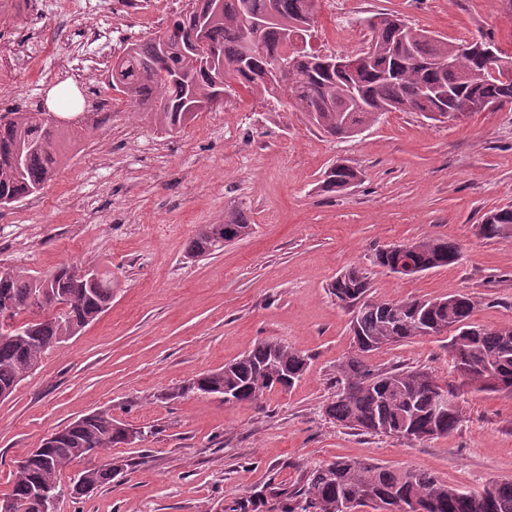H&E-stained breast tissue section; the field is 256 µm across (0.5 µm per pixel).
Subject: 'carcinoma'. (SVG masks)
<instances>
[{"instance_id":"1","label":"carcinoma","mask_w":512,"mask_h":512,"mask_svg":"<svg viewBox=\"0 0 512 512\" xmlns=\"http://www.w3.org/2000/svg\"><path fill=\"white\" fill-rule=\"evenodd\" d=\"M192 0L191 10L176 16L161 34L129 43L112 63V88L144 110L161 131L177 130L239 86L262 101L286 96L310 122L335 138H351L379 122L389 112L438 113L453 117L466 101L480 98L485 107L512 104V54L499 53L494 64L478 52L456 54L457 44L409 29L389 13L366 18L371 32L368 58L352 73L329 71L322 54L311 49L289 52L291 34L307 35L314 24L318 0ZM258 24L257 42L247 47L244 21ZM214 51L204 61L194 51L197 32ZM290 64L288 77L270 78L278 62ZM77 134L45 121L41 112H15L0 118V200L17 202L39 191L65 158L66 145ZM362 173L336 164L324 173L322 188L340 192L361 179ZM252 232L246 210L229 207L224 223L202 224L189 241L186 258L216 254L212 240L244 239ZM485 238L512 239V204L490 211L479 224ZM459 247L430 238L392 245L375 254L374 264L394 271L406 260L418 272L446 267L458 260ZM72 265L50 273V285L59 300L35 309L32 298L42 288L37 276L0 267V304H11V318L27 315L22 336L0 326V392L13 394L38 365L50 345L74 336L112 304V274L92 279L71 274ZM336 299L354 308L352 330L358 353L339 365L341 389L326 407L342 426L366 433L426 441L451 433L462 416L461 404L445 413L432 411L443 386L421 369L375 371L359 354L448 330V351L454 368L464 364L469 373L461 385L478 391L512 393V326L497 329L473 326L475 302L452 293L441 298L382 302L369 296L368 277L350 269L331 285ZM308 360L277 342L263 341L224 369L206 371L180 385L169 396L211 395L218 388L238 393L237 403H254L264 391L288 377L291 388L301 379ZM126 443L125 423L106 412L86 415L56 431V439L31 456L30 466L17 470L8 498L25 512H35L38 490L57 491L63 470L82 460L85 450L118 448ZM415 498L426 512H512V480L482 489H461L420 469H392L361 460L339 458L309 471L301 487L281 493L280 512H346L379 503L390 506ZM263 494L234 501L225 512H259Z\"/></svg>"}]
</instances>
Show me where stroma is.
<instances>
[{"instance_id":"1","label":"stroma","mask_w":512,"mask_h":512,"mask_svg":"<svg viewBox=\"0 0 512 512\" xmlns=\"http://www.w3.org/2000/svg\"><path fill=\"white\" fill-rule=\"evenodd\" d=\"M74 2L60 11L47 0L38 13L26 0H0V114L43 111L47 90L67 78L84 107L63 120L81 136L51 181L0 208V266L110 270L112 304L0 400V497L17 458L97 412L149 436L102 452L128 462L110 485L75 494L82 465L66 468L54 512H224L256 491L273 512L280 492L338 457L422 469L464 489L512 480V393L460 386L457 428L428 441L350 430L324 412L355 350L353 310L329 293L348 269L366 274L374 299L460 292L476 303V325H512V240L478 232L485 213L512 204V105L445 123L390 112L335 139L292 105L240 89L165 134L111 88L110 72L127 42L164 30L189 0ZM380 13L512 52V0H319L311 42L325 54L359 52L369 40L364 18ZM336 162L360 170L361 182L323 191ZM233 204L247 210L252 234L188 260L196 228L223 222ZM433 237L456 243L458 262L414 276L374 263L378 249ZM263 341L308 356L292 389L254 404L162 399ZM448 341L419 336L366 362L460 385Z\"/></svg>"}]
</instances>
